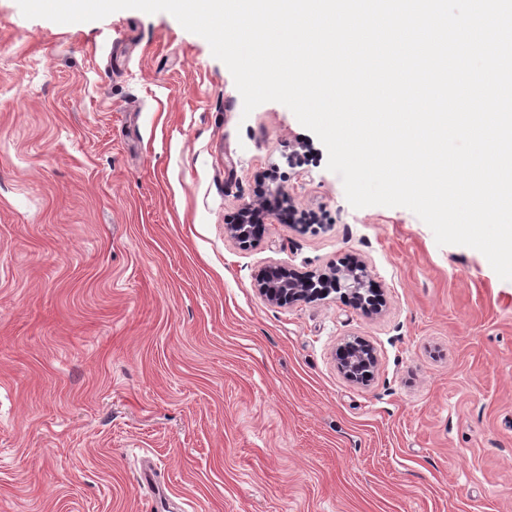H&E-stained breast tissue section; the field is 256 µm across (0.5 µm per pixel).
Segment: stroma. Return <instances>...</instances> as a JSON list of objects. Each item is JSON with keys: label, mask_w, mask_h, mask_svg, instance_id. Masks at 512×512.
<instances>
[{"label": "stroma", "mask_w": 512, "mask_h": 512, "mask_svg": "<svg viewBox=\"0 0 512 512\" xmlns=\"http://www.w3.org/2000/svg\"><path fill=\"white\" fill-rule=\"evenodd\" d=\"M293 112L244 114L169 13L0 0V512H512V280L403 207L353 208ZM317 223L225 224L273 169ZM357 258L385 304L256 276ZM377 356L357 384L336 351Z\"/></svg>", "instance_id": "stroma-1"}]
</instances>
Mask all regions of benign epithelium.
I'll use <instances>...</instances> for the list:
<instances>
[{
	"label": "benign epithelium",
	"instance_id": "7a95c632",
	"mask_svg": "<svg viewBox=\"0 0 512 512\" xmlns=\"http://www.w3.org/2000/svg\"><path fill=\"white\" fill-rule=\"evenodd\" d=\"M273 216H283L282 208L276 205L259 207L247 204L239 210L237 219L226 225V231L231 238L246 245L262 236L265 224ZM258 282L266 300L280 306L297 301H313L332 292H340L353 307L369 309V274L365 264L359 261L332 267L318 275H302L281 265L269 266L261 271ZM338 356L339 368L352 381H365L376 366L373 349L360 339L342 345Z\"/></svg>",
	"mask_w": 512,
	"mask_h": 512
}]
</instances>
